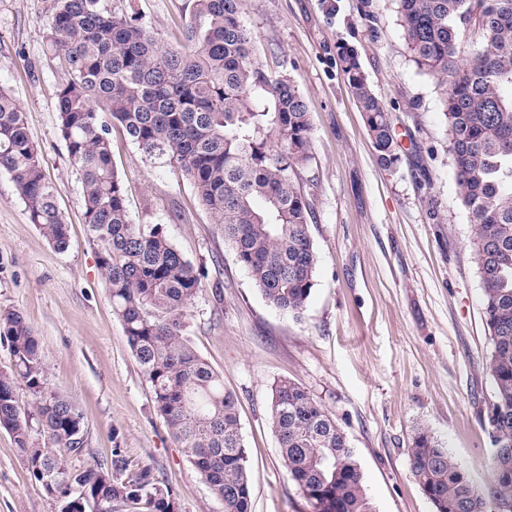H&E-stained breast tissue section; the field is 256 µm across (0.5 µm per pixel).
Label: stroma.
Listing matches in <instances>:
<instances>
[{"label": "stroma", "mask_w": 512, "mask_h": 512, "mask_svg": "<svg viewBox=\"0 0 512 512\" xmlns=\"http://www.w3.org/2000/svg\"><path fill=\"white\" fill-rule=\"evenodd\" d=\"M104 3L176 47L195 0ZM52 12L53 0H0V87L26 113L70 246L57 252L30 224L10 175L0 172V310L30 323L50 389L83 413L85 443L70 456L73 467L110 462L119 448L130 471L151 468L175 492L180 512H224L156 414L112 312L82 218L79 175L58 131L64 70L44 49ZM243 18L257 62L271 75L290 74L311 115V159L297 182L311 206L319 263L305 312L295 318L272 307L182 172L116 129L112 161L131 220L164 225L206 274L186 334L237 398L252 512H312L286 475L269 423L271 388L284 378L332 413L376 512H433L410 472L416 429H428L479 483L490 477L493 453L483 287L472 262L473 224L456 194L442 90L413 61L398 0H245ZM344 45L389 110L396 166L377 160L343 72ZM62 506L0 429V512Z\"/></svg>", "instance_id": "obj_1"}]
</instances>
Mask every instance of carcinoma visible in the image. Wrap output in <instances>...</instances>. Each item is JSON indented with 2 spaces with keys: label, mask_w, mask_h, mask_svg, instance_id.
Returning a JSON list of instances; mask_svg holds the SVG:
<instances>
[{
  "label": "carcinoma",
  "mask_w": 512,
  "mask_h": 512,
  "mask_svg": "<svg viewBox=\"0 0 512 512\" xmlns=\"http://www.w3.org/2000/svg\"><path fill=\"white\" fill-rule=\"evenodd\" d=\"M244 0H196L186 44L160 43L137 19L103 0H54L45 49L60 58L58 130L80 175L84 222L112 310L149 384L154 408L190 463L224 503L251 512L248 452L236 396L183 334L204 273L161 224L131 222L112 162V129L149 156L164 157L190 180L238 263L276 309L302 315L318 254L312 211L294 177L311 154L310 112L288 75L255 60ZM413 61L443 90L457 196L474 224L473 264L483 284L482 314L494 383L488 432L494 454L478 485L426 429L412 436L410 471L434 512H512V0H399ZM351 92L379 163L399 160L385 104L357 54L340 47ZM0 171L8 173L29 220L60 253L69 230L25 114L0 88ZM0 337L15 372L0 373V429L51 495L86 493V512H180L174 491L143 467L124 477L119 448L109 465L73 468L83 415L48 387L39 337L18 312L0 311ZM34 397L22 407L19 387ZM57 450L31 438L32 424ZM270 423L288 477L313 512H375L359 462L333 415L300 384L271 389Z\"/></svg>",
  "instance_id": "obj_1"
}]
</instances>
